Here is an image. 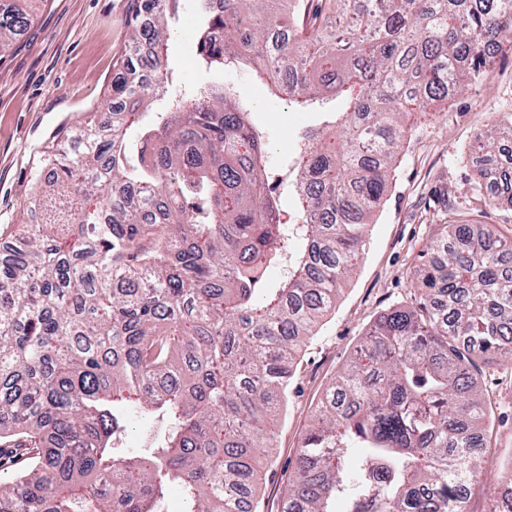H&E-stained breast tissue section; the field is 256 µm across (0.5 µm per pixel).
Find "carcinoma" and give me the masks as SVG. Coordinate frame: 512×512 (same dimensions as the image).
<instances>
[{
    "label": "carcinoma",
    "instance_id": "1",
    "mask_svg": "<svg viewBox=\"0 0 512 512\" xmlns=\"http://www.w3.org/2000/svg\"><path fill=\"white\" fill-rule=\"evenodd\" d=\"M43 2L0 0V54ZM178 2L135 0L112 100L46 156L40 218L0 257V512H162L172 486L184 512H259L293 361L360 259L412 132L404 102L425 112L512 51V0H200L204 67H247L326 116L296 140L291 222L230 85L168 98L126 138L163 94ZM490 118L475 144L497 167L512 113ZM410 288L417 307L378 316L317 404L281 512H467L488 421L472 368L512 365V241L435 224ZM147 416L163 436L118 451Z\"/></svg>",
    "mask_w": 512,
    "mask_h": 512
}]
</instances>
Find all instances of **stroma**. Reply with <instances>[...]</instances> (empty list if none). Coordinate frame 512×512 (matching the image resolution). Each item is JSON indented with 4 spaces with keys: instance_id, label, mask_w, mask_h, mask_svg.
<instances>
[{
    "instance_id": "obj_1",
    "label": "stroma",
    "mask_w": 512,
    "mask_h": 512,
    "mask_svg": "<svg viewBox=\"0 0 512 512\" xmlns=\"http://www.w3.org/2000/svg\"><path fill=\"white\" fill-rule=\"evenodd\" d=\"M133 0H44L17 48L0 57V247L18 225L31 223L28 207L45 152L88 122L112 92L128 46ZM198 0H181L167 45L163 79L180 95L215 82L235 87L251 122L266 133L272 174L287 170L302 129L317 125L276 98L242 69L208 71L198 63ZM512 113V53L498 55L479 82L440 108L436 120L406 116L413 132L401 153L389 190L361 260L336 303L304 347L294 373L288 410L275 426L272 455L262 468L260 512H281L300 444L317 402L374 320L396 306L415 305L412 268L444 196L465 201L483 167L473 136L489 120L486 103ZM512 366L485 367L480 381L491 402V427L482 456L486 475L512 474V396L505 391Z\"/></svg>"
}]
</instances>
